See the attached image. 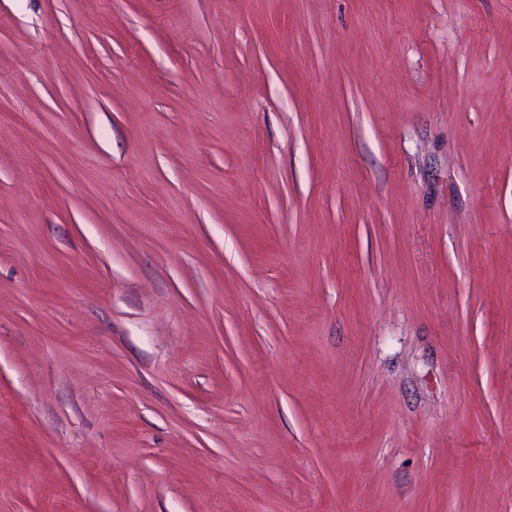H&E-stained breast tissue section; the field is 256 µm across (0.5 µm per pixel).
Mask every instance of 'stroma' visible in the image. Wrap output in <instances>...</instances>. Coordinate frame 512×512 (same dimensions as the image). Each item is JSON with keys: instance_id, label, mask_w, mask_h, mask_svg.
Listing matches in <instances>:
<instances>
[{"instance_id": "obj_1", "label": "stroma", "mask_w": 512, "mask_h": 512, "mask_svg": "<svg viewBox=\"0 0 512 512\" xmlns=\"http://www.w3.org/2000/svg\"><path fill=\"white\" fill-rule=\"evenodd\" d=\"M0 512H512V0H0Z\"/></svg>"}]
</instances>
